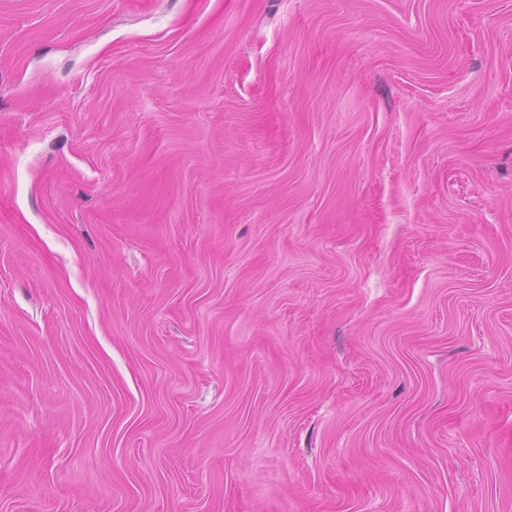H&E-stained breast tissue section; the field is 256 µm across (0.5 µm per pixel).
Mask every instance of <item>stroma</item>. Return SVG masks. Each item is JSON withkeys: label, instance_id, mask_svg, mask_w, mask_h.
<instances>
[{"label": "stroma", "instance_id": "35a3bbf8", "mask_svg": "<svg viewBox=\"0 0 512 512\" xmlns=\"http://www.w3.org/2000/svg\"><path fill=\"white\" fill-rule=\"evenodd\" d=\"M0 512H512V0H0Z\"/></svg>", "mask_w": 512, "mask_h": 512}]
</instances>
